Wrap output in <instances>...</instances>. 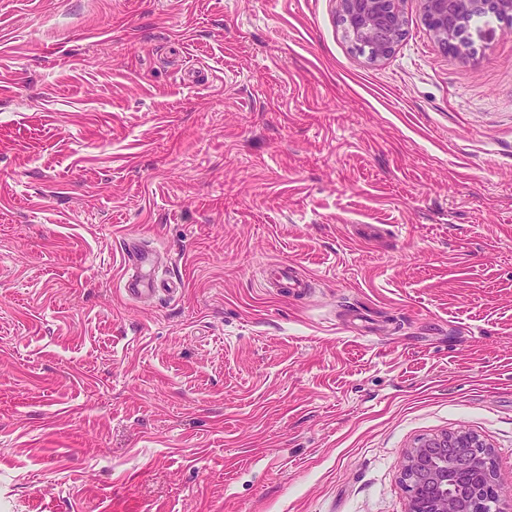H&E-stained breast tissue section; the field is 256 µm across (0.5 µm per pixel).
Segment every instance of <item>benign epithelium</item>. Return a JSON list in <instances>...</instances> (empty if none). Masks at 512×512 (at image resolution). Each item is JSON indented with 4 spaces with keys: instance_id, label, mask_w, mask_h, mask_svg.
<instances>
[{
    "instance_id": "1",
    "label": "benign epithelium",
    "mask_w": 512,
    "mask_h": 512,
    "mask_svg": "<svg viewBox=\"0 0 512 512\" xmlns=\"http://www.w3.org/2000/svg\"><path fill=\"white\" fill-rule=\"evenodd\" d=\"M402 0H338L346 33L357 52L377 62L399 41L405 25ZM422 15L436 42L461 52L466 18L512 13V0H420ZM402 480L408 512H497L508 490L491 451L474 434L460 430L425 439L405 458Z\"/></svg>"
}]
</instances>
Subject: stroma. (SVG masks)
<instances>
[{
  "instance_id": "stroma-1",
  "label": "stroma",
  "mask_w": 512,
  "mask_h": 512,
  "mask_svg": "<svg viewBox=\"0 0 512 512\" xmlns=\"http://www.w3.org/2000/svg\"><path fill=\"white\" fill-rule=\"evenodd\" d=\"M402 10L373 63L337 0H0V512H408L459 430L512 478V18ZM422 15L436 42L460 53L466 39L469 15L482 13H512V0H420Z\"/></svg>"
}]
</instances>
